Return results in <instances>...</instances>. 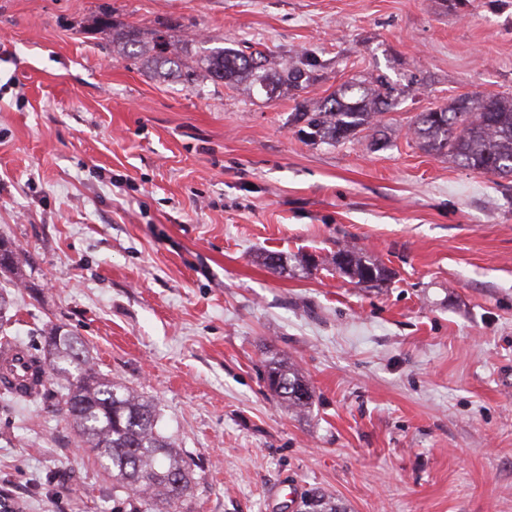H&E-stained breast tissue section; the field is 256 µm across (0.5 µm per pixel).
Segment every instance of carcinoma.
I'll use <instances>...</instances> for the list:
<instances>
[{"mask_svg": "<svg viewBox=\"0 0 512 512\" xmlns=\"http://www.w3.org/2000/svg\"><path fill=\"white\" fill-rule=\"evenodd\" d=\"M99 33L122 48L138 46L136 31L119 35L112 31L111 13L98 18ZM182 46L160 31L151 44L139 46L137 53L167 67L166 75L187 83L193 72L183 70ZM304 62L291 64L272 81L266 75L267 54H250L233 47L214 48L197 62L204 76L217 82L248 83L251 93H262V84L272 82L275 92L282 88L304 91L318 78L322 64L303 55ZM400 89L383 74L364 80L346 81L318 104L303 106L293 115L301 124L299 132L312 141L343 144L362 139V133L383 126V118L394 105ZM440 118L424 112L412 136L433 155L446 156L459 165L500 178L512 177V97L504 95L467 96L465 103L455 98L438 108ZM336 271L358 284L377 287L390 277L389 270L355 247H344L332 255ZM18 261L16 249L0 238V271L13 272ZM38 363L62 377L67 387L55 396L39 387L22 394L6 395L26 400L41 396L53 400V407L72 426L84 447L93 451L112 474V493H130V512H177L186 495L189 466L182 449L160 426L156 405L136 390L102 376L85 355L82 341L58 327L47 332L45 355ZM266 380L278 403L302 415L312 405L313 392L298 367L281 359L266 365ZM300 512H345L331 495L313 492L301 501Z\"/></svg>", "mask_w": 512, "mask_h": 512, "instance_id": "cac0c4a2", "label": "carcinoma"}]
</instances>
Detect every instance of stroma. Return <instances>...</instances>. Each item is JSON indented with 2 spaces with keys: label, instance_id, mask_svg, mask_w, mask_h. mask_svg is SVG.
I'll use <instances>...</instances> for the list:
<instances>
[{
  "label": "stroma",
  "instance_id": "1",
  "mask_svg": "<svg viewBox=\"0 0 512 512\" xmlns=\"http://www.w3.org/2000/svg\"><path fill=\"white\" fill-rule=\"evenodd\" d=\"M197 53H307L318 82L272 101L157 77L93 19ZM382 73L405 93L379 150L314 143L293 113ZM512 96V0H0V273L6 330L63 326L154 401L194 478L181 512H512V180L423 151L416 117ZM352 242L367 287L305 268ZM274 252L283 268L262 261ZM313 392L276 402L268 357ZM24 512H129L39 401L0 397V494ZM301 504L300 512H346L336 498L322 492L308 494Z\"/></svg>",
  "mask_w": 512,
  "mask_h": 512
}]
</instances>
